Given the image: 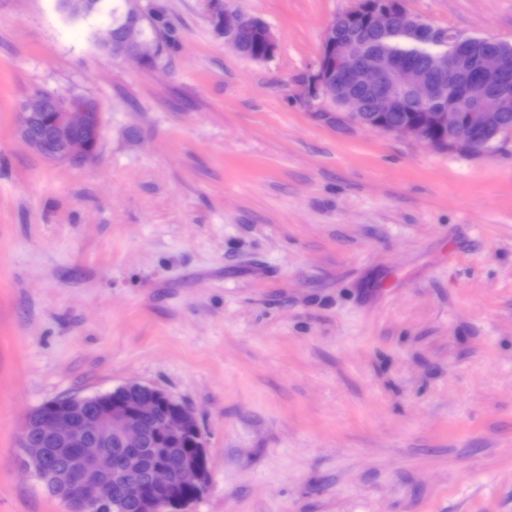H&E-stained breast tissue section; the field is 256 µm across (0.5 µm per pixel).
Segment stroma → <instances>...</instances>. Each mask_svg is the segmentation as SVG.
Listing matches in <instances>:
<instances>
[{"instance_id": "stroma-1", "label": "stroma", "mask_w": 512, "mask_h": 512, "mask_svg": "<svg viewBox=\"0 0 512 512\" xmlns=\"http://www.w3.org/2000/svg\"><path fill=\"white\" fill-rule=\"evenodd\" d=\"M356 0H203L143 68L57 0H0V512H67L22 460L42 403L135 381L191 407L188 512H512V132L443 152L301 99ZM512 44V0H402ZM96 98V159L22 141L30 93ZM207 5L209 16L215 29L224 37V42L237 53L247 40L260 42L265 48V60L275 54L278 48L277 39L270 26L258 17L233 8L229 0H203ZM259 46L245 44L243 56L253 58L260 53Z\"/></svg>"}]
</instances>
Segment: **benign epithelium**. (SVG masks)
Masks as SVG:
<instances>
[{
  "label": "benign epithelium",
  "instance_id": "7a95c632",
  "mask_svg": "<svg viewBox=\"0 0 512 512\" xmlns=\"http://www.w3.org/2000/svg\"><path fill=\"white\" fill-rule=\"evenodd\" d=\"M140 0H127L125 23L118 31L107 27L105 43L112 54L135 60L143 66L153 64L152 50L140 40L146 15ZM215 29L233 50L240 51L244 42L255 40L265 48V57L275 54L277 39L270 26L261 19L231 6V0H203ZM364 0L338 15L322 36V52L317 71L299 80L307 100L328 101L346 112L356 124L380 132L395 134L426 144L436 150L480 155L493 150L501 135L498 113L512 106L508 70L512 66V46L489 37L478 38L483 51L477 62L460 59L472 77L489 86L471 97L470 111L461 116L457 99L461 89L448 80V56L441 52H422L423 62L397 58L369 51L371 41L399 28L421 46L438 45L448 34L407 13L401 0H382V5L363 10ZM408 91L419 106L420 117L390 126L370 123V112L402 111V91ZM19 132L37 154L65 163H87L96 158L102 128L99 102L87 96L63 98L51 93L35 92L19 106ZM446 133L440 140L438 134ZM124 391L148 395L141 402L145 415L153 412V400L160 398L172 405V413L160 422L162 431L177 434L194 428V448L177 466L157 464L152 472L155 490L174 485L175 480L191 484L195 498L181 502L143 496L140 485H127L131 496L144 497L147 512H182L200 498L207 489L209 466L207 439L195 413L169 392L156 386L130 382ZM50 411L44 413L39 427L53 444L52 453H73L69 467L46 474L40 464V453L30 448L32 420L26 418L21 430V448L25 466L45 481L55 496L71 505V512H112L110 486L123 483L134 471L135 460L112 461V455L91 446L98 434H110L124 448H139L142 429L123 403L113 393L75 396L64 401H47Z\"/></svg>",
  "mask_w": 512,
  "mask_h": 512
}]
</instances>
